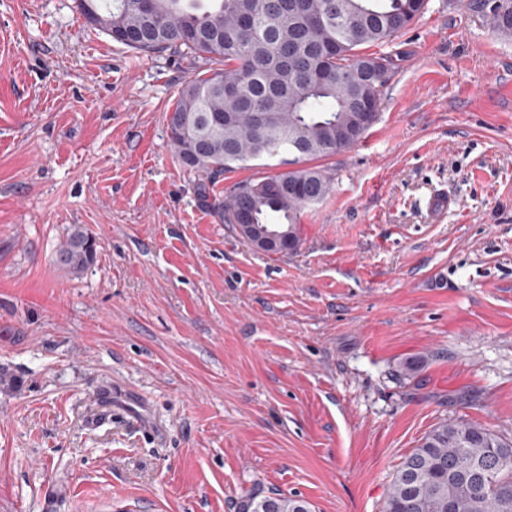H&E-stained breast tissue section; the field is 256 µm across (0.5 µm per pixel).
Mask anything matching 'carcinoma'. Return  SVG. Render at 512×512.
I'll return each mask as SVG.
<instances>
[{
  "mask_svg": "<svg viewBox=\"0 0 512 512\" xmlns=\"http://www.w3.org/2000/svg\"><path fill=\"white\" fill-rule=\"evenodd\" d=\"M78 0L86 22L143 54L166 52L207 68L184 82L167 115L168 139L207 197L220 175L265 157L290 164L334 155L356 142L378 117L386 74L372 68L381 46L425 12L424 0H304V15L281 23L279 0ZM493 27L512 37V0H483ZM319 12L311 27L304 16ZM316 166L234 184L217 203L225 224L243 213L250 224L281 227L297 249L299 218L331 191ZM98 243L72 228L57 253L60 265L83 271ZM239 512H311L295 496L242 498ZM383 512H512V439L480 424L439 422L396 470Z\"/></svg>",
  "mask_w": 512,
  "mask_h": 512,
  "instance_id": "obj_1",
  "label": "carcinoma"
}]
</instances>
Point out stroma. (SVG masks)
<instances>
[{"instance_id":"stroma-1","label":"stroma","mask_w":512,"mask_h":512,"mask_svg":"<svg viewBox=\"0 0 512 512\" xmlns=\"http://www.w3.org/2000/svg\"><path fill=\"white\" fill-rule=\"evenodd\" d=\"M380 51L377 122L321 159L332 189L274 255L170 146L190 60L76 0H0V512H238L251 491L382 512L441 420L512 437V38L477 0H430ZM434 189L456 200L435 224ZM76 224L98 241L80 273L56 261ZM117 383L155 428L96 406Z\"/></svg>"}]
</instances>
